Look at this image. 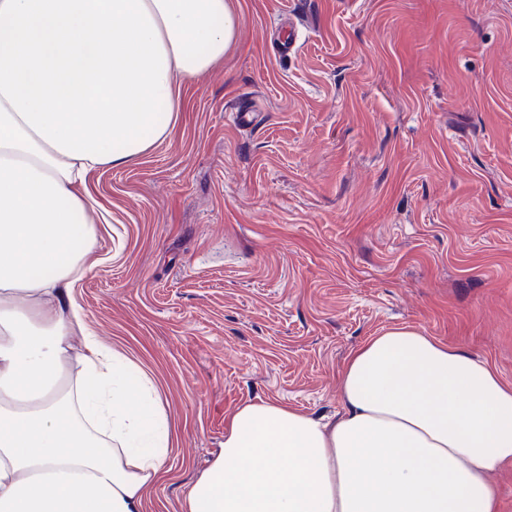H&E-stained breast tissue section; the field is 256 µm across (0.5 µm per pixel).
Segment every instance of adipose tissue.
<instances>
[{
    "mask_svg": "<svg viewBox=\"0 0 512 512\" xmlns=\"http://www.w3.org/2000/svg\"><path fill=\"white\" fill-rule=\"evenodd\" d=\"M239 0H0V512H145L171 433L153 381L72 299L96 265L82 187L169 134L235 43ZM343 417L245 402L182 512H498L512 386L411 327L341 375Z\"/></svg>",
    "mask_w": 512,
    "mask_h": 512,
    "instance_id": "ef3b65f1",
    "label": "adipose tissue"
}]
</instances>
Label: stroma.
Masks as SVG:
<instances>
[{
    "label": "stroma",
    "mask_w": 512,
    "mask_h": 512,
    "mask_svg": "<svg viewBox=\"0 0 512 512\" xmlns=\"http://www.w3.org/2000/svg\"><path fill=\"white\" fill-rule=\"evenodd\" d=\"M242 3L174 131L85 183L100 262L72 296L176 438L146 512H181L240 403L338 421L349 355L389 328L512 385V0Z\"/></svg>",
    "instance_id": "1"
}]
</instances>
